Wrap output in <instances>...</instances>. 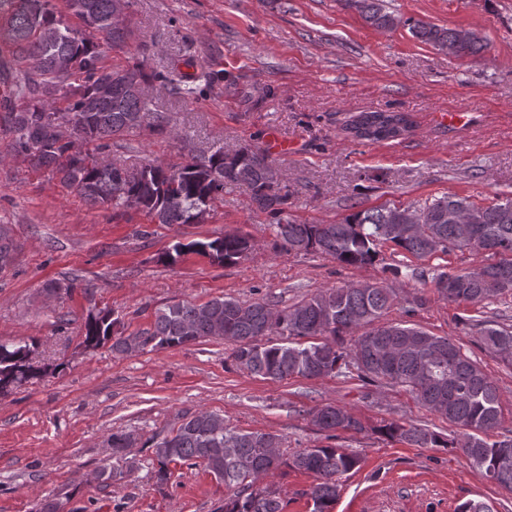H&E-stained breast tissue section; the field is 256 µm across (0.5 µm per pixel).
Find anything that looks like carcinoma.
<instances>
[{"label": "carcinoma", "instance_id": "cac0c4a2", "mask_svg": "<svg viewBox=\"0 0 512 512\" xmlns=\"http://www.w3.org/2000/svg\"><path fill=\"white\" fill-rule=\"evenodd\" d=\"M6 2L11 14L0 26V46H10L24 66L16 95L27 103L11 109L4 135L13 152L25 155L34 168L50 171L89 202L136 209L156 224H192L201 209L221 200L224 187H244L256 210L270 218L271 246L277 253L321 254L357 267L381 264L396 281L403 272L398 265L384 263L378 250L381 243L418 259L453 250H482L495 261L457 277L455 297L448 301L476 305L512 293V195L479 206L446 193L419 205H382L356 210L334 223L304 224L291 218L288 188L271 180L274 163L259 148H219L166 168L102 160L98 153L118 137L168 129V114L138 86L159 80L172 95L185 99L196 94L197 83H211L220 75L204 68L187 76L149 73L142 63L122 69L105 65L106 50L123 47L130 31L125 26L110 29L104 21L115 3L127 9L130 0H64V13L53 0H0V7ZM346 2L368 25L391 30L403 24L412 37L440 51L454 46L458 55H477L484 49L474 32L404 20L389 10L386 0ZM71 17L78 23H70ZM42 23L59 31L55 42L43 41L38 32ZM48 90L60 93L67 103L65 111L47 110L41 95ZM412 127L404 112L375 110L352 115L345 130L356 140L377 143L396 140ZM90 144L95 145L92 153L87 149ZM469 211L479 213L472 242L462 239L455 222L458 214ZM249 241L237 234L178 241L165 253L164 262L173 265L185 254L196 253L235 265ZM396 298V289L385 279L327 288L283 308L265 299L217 296L201 304L177 302L159 308L149 327L129 335L124 334L121 316L99 310L87 314L81 339L87 346L109 343L113 353L133 355L213 338L219 326L223 339L235 344V363L265 380L336 377L354 369L359 378L404 388L419 404L463 430L460 438H445L429 428L390 421L379 425L377 433L421 448H459L479 475L512 491V454L499 453L512 447V438H493L501 427L498 388L448 337L384 321ZM358 329L362 333L344 345L343 336ZM478 340L487 350L512 358L511 327L484 321ZM35 348L34 340L0 343V397L43 376L30 360ZM313 423L324 432L363 430L359 419L330 403L316 410ZM132 440L128 433L108 438L115 455L125 453ZM280 444L276 434L229 428L215 412L188 415L153 445L156 484L169 482L172 463L200 464L230 491L224 512H283L275 491L255 488L283 465L313 474L312 512H332L339 479L360 466V457L330 445L305 448L287 458L271 455Z\"/></svg>", "mask_w": 512, "mask_h": 512}]
</instances>
